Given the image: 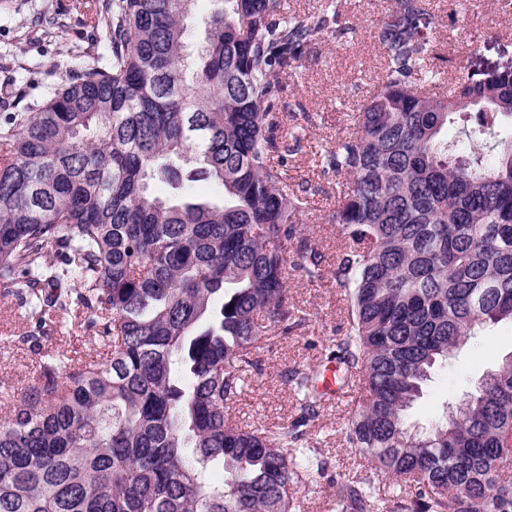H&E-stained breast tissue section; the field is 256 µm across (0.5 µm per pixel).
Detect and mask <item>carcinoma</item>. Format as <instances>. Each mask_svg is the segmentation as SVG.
Returning <instances> with one entry per match:
<instances>
[{
    "label": "carcinoma",
    "mask_w": 512,
    "mask_h": 512,
    "mask_svg": "<svg viewBox=\"0 0 512 512\" xmlns=\"http://www.w3.org/2000/svg\"><path fill=\"white\" fill-rule=\"evenodd\" d=\"M193 2L93 0L86 23L107 29V57L79 47L45 103L0 113V292L39 356L0 419V512H296L317 374H287L289 427L243 428L226 405L264 329L302 326L289 271L323 275L300 223L313 189L288 182L312 119L284 77L322 37L352 31L337 0L304 18L286 0H212L191 53ZM436 24L427 0H396L375 26L377 89L318 152L322 172L348 177L327 215L347 239L336 364L362 385L346 437L410 481L388 512H512V355L446 422L405 424L435 365L512 323V64L429 93L446 61ZM198 181L213 199L190 196ZM72 316L100 344L77 361L47 345ZM375 495L366 478L336 489L342 512H368Z\"/></svg>",
    "instance_id": "1"
}]
</instances>
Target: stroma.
I'll list each match as a JSON object with an SVG mask.
<instances>
[{"label": "stroma", "instance_id": "1", "mask_svg": "<svg viewBox=\"0 0 512 512\" xmlns=\"http://www.w3.org/2000/svg\"><path fill=\"white\" fill-rule=\"evenodd\" d=\"M76 0H8L0 6V113L18 104H39L61 85L74 59L73 45L94 40L108 43L105 28L80 22ZM438 16L434 40L446 44L445 73L466 59L487 66L512 60V14L499 11L495 0H431ZM394 0H342L344 18L354 27L348 43L325 38L318 43L290 87L312 117L297 151L288 159L290 181H309L316 194L304 219L327 260H335L340 245L335 225L324 217L336 204L342 177L321 175L313 162L316 146H331L348 123L352 109L362 104L378 82L382 51L373 39L377 20ZM62 14L66 25L59 34L43 33L36 17ZM288 302L301 310L306 322L293 335L263 336L241 393L230 404L237 421L259 428L292 424L298 405L285 381L294 368H330L334 339L347 325V304L331 275L307 282L288 279ZM26 324L14 297L0 295V418L7 416L24 388L37 377V359L18 338ZM512 355V327L488 325L454 351L447 367H435L422 393L406 412L411 430L421 431L444 420L449 406L474 391L487 371ZM357 389H345L338 400L324 403L305 429L306 447L320 461L295 485L297 512H342L336 499L337 482L370 478L378 494L370 512H386L397 486L395 478L377 471L368 457L351 447L345 431L355 409Z\"/></svg>", "mask_w": 512, "mask_h": 512}]
</instances>
